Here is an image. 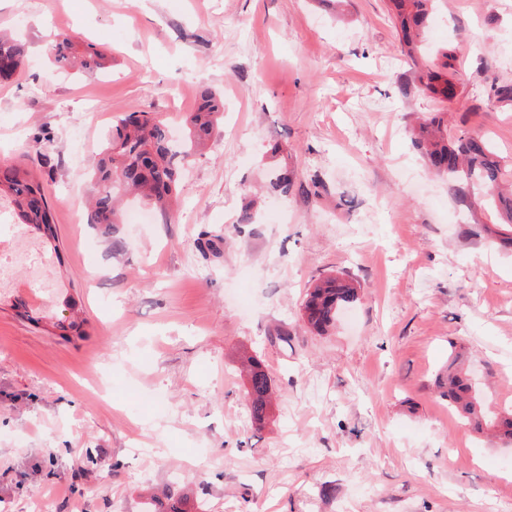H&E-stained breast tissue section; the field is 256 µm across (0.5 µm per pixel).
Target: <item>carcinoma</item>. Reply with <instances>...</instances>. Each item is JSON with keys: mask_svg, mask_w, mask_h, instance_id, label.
<instances>
[{"mask_svg": "<svg viewBox=\"0 0 512 512\" xmlns=\"http://www.w3.org/2000/svg\"><path fill=\"white\" fill-rule=\"evenodd\" d=\"M391 22L399 34L404 54L420 68L419 80L429 93L445 97L444 77L453 69L452 50L444 47L430 65L418 60L425 32L437 0H390ZM79 36H58L52 45L53 63L59 68L94 70L107 67L106 53L91 44L79 49ZM25 57L24 44L0 34V82H8L20 72ZM224 116V98L209 88L199 91L195 111L184 122L181 143L172 142L169 124L153 112L133 110L120 116L112 127V135L103 150L93 177L94 205L88 221L111 227L122 223L116 208L118 199L129 191L139 193L164 217L170 216L186 165L205 138L212 135ZM415 142L435 172L455 183L457 195L465 199L478 192L493 199L497 222L485 231L503 247H512V170L503 163L486 137L459 130L448 132L443 114L436 113L412 130ZM294 186L292 173L281 169L270 181L269 193L286 197ZM11 197L22 224L28 225L46 243L58 240L49 201L40 183L27 170L10 163L0 165V196ZM357 282L343 276H328L306 292L300 309L303 322L314 332L323 334L335 324L341 310L358 297ZM458 357L448 361L439 377L441 396L456 413L478 428L483 413L470 378L459 372ZM272 379L265 366L254 361L248 373L246 399L253 425L262 426L269 415ZM491 427L497 435L512 442V410L495 417Z\"/></svg>", "mask_w": 512, "mask_h": 512, "instance_id": "1", "label": "carcinoma"}]
</instances>
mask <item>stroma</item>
Listing matches in <instances>:
<instances>
[{
	"label": "stroma",
	"instance_id": "1",
	"mask_svg": "<svg viewBox=\"0 0 512 512\" xmlns=\"http://www.w3.org/2000/svg\"><path fill=\"white\" fill-rule=\"evenodd\" d=\"M0 28L28 45L0 85V160L50 155L59 235L49 303L24 265L0 294V512H167L173 491L183 512H512V446L435 383L459 353L485 412L512 409V251L475 234L493 211L460 201L410 133L441 111L512 161V99L485 98L512 86V0H440L424 58L455 47L450 101L423 92L388 0H0ZM74 30L107 69L49 65ZM203 86L224 119L178 216L86 224L115 118L181 128ZM281 167L295 185L275 198ZM326 274L360 292L318 335L299 310ZM246 356L272 378L260 429Z\"/></svg>",
	"mask_w": 512,
	"mask_h": 512
}]
</instances>
